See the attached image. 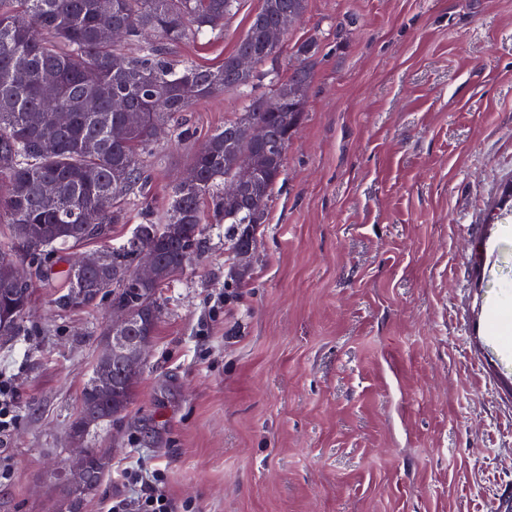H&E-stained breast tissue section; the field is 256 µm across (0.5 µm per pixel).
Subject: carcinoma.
Segmentation results:
<instances>
[{"instance_id": "cac0c4a2", "label": "carcinoma", "mask_w": 512, "mask_h": 512, "mask_svg": "<svg viewBox=\"0 0 512 512\" xmlns=\"http://www.w3.org/2000/svg\"><path fill=\"white\" fill-rule=\"evenodd\" d=\"M240 0H0V216L6 218L10 238L36 271L59 283L56 303L72 307L71 293L85 291L81 307L103 297L100 285L112 288V300L134 308L149 301L153 327H158L159 288L174 281L191 265L203 247L207 224L224 225V255L234 263L240 252L242 230H256L255 202L250 196L228 208L224 204V153L248 155L257 151L241 128L249 116L267 129L266 152L276 158L265 172L262 207L269 213L276 184L284 175V157L293 132L285 114L304 112L309 74L296 70L282 80L269 72L266 89L242 81L233 71V59L244 53L273 58L279 47H262L261 29L287 12L300 17L307 0H263L260 16L250 22L234 52L216 68L193 63L173 64L170 47L190 37H217L224 18L238 10ZM124 27L139 42L148 31L159 39L143 45L141 53L115 65V45L102 40L106 27ZM235 92L242 109L214 130L191 157V180L177 182L160 220L136 225L131 238L118 248L102 249L100 269L71 258L56 269L50 258L62 249L100 238L89 224H124L131 208L147 203V158L154 145V129L166 126L188 141L193 137L187 112L198 100ZM53 94L71 113L60 126L45 107ZM93 98L98 110L87 112L83 102ZM146 114L144 122L120 135L112 129L124 115L112 110V100ZM52 182L54 197L42 193ZM107 194L112 207L98 208ZM169 224L183 225L177 239L165 236ZM158 247L163 277L145 285L133 277L136 247ZM32 284L18 276L10 255L0 250V319L8 335L18 336Z\"/></svg>"}]
</instances>
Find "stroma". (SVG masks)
<instances>
[{
  "label": "stroma",
  "mask_w": 512,
  "mask_h": 512,
  "mask_svg": "<svg viewBox=\"0 0 512 512\" xmlns=\"http://www.w3.org/2000/svg\"><path fill=\"white\" fill-rule=\"evenodd\" d=\"M261 6L240 0L172 59L221 65ZM301 66L305 112L248 268L230 278L211 224L159 290L132 402L84 441L112 462L82 512H139L131 472L193 512H495L512 489V215L487 221L512 181V0H307L256 72ZM240 109L205 99L194 139L156 137L153 213ZM16 263L34 288L0 340V512H57L112 298L61 309Z\"/></svg>",
  "instance_id": "obj_1"
}]
</instances>
